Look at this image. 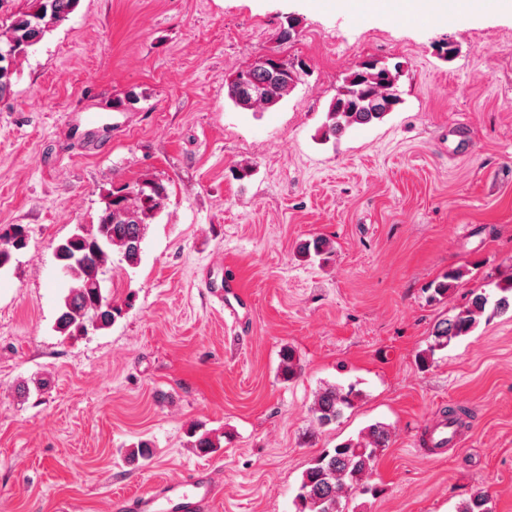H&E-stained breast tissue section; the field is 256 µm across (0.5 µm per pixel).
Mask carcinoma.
Masks as SVG:
<instances>
[{
  "label": "carcinoma",
  "instance_id": "carcinoma-1",
  "mask_svg": "<svg viewBox=\"0 0 512 512\" xmlns=\"http://www.w3.org/2000/svg\"><path fill=\"white\" fill-rule=\"evenodd\" d=\"M77 0H36L35 9L13 16L9 26L7 46L12 50L8 60L0 63V97L10 92L16 59L27 48L40 42L58 23L64 21L74 9ZM277 82L271 87L264 103L267 110L278 104L300 80L299 71L286 64L279 65ZM402 76L401 65L389 66L377 59H366L357 64L344 78L326 112L320 128L324 141L342 136L355 126L382 120L401 103L397 83ZM252 71L239 70L226 81L227 96L235 105L237 87L247 83ZM167 188L159 181L144 179L133 186H125L112 193L98 223L78 232L60 243L56 259L68 283L63 298L62 312L57 319L58 332L64 336H82L89 330L111 326L123 314V307L107 302L103 275L112 254L118 253L130 267L138 265L141 244L146 230L165 207ZM0 271L6 269L13 253L26 247L28 231L21 224H12L0 233ZM305 258L320 257L328 253V243L314 238L300 245ZM463 277L459 269H452L442 280L431 284V299L442 300ZM496 292L473 290L467 303L457 312L440 320L433 331L434 342L420 356L421 365L428 363L435 351L447 347L452 340L474 331L480 318L512 312V276L496 283ZM281 373L288 380L296 374L294 352L283 349ZM361 396L354 384L331 385L319 392L311 408L318 427L326 428L338 423L345 411L352 408ZM390 442L388 427L380 422L363 429L357 439H349L334 448L324 449L303 473L295 497L296 512H344L342 500L360 489L367 491L364 481L373 473L376 461ZM489 498L482 490L473 492L462 503L458 512H490Z\"/></svg>",
  "mask_w": 512,
  "mask_h": 512
}]
</instances>
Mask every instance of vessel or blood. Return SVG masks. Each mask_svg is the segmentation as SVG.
I'll list each match as a JSON object with an SVG mask.
<instances>
[{
    "label": "vessel or blood",
    "instance_id": "obj_1",
    "mask_svg": "<svg viewBox=\"0 0 512 512\" xmlns=\"http://www.w3.org/2000/svg\"><path fill=\"white\" fill-rule=\"evenodd\" d=\"M456 441L457 430L444 417L432 420L424 436L426 447L436 453L448 450ZM212 494L211 477L201 472L190 478L167 481L160 495L123 500L117 505L116 512H160L164 507L169 512H201Z\"/></svg>",
    "mask_w": 512,
    "mask_h": 512
}]
</instances>
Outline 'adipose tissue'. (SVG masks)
Listing matches in <instances>:
<instances>
[{
	"label": "adipose tissue",
	"mask_w": 512,
	"mask_h": 512,
	"mask_svg": "<svg viewBox=\"0 0 512 512\" xmlns=\"http://www.w3.org/2000/svg\"><path fill=\"white\" fill-rule=\"evenodd\" d=\"M335 6L346 14L394 10L404 17H444L452 10L464 15L489 9L512 14V0H335Z\"/></svg>",
	"instance_id": "ef3b65f1"
}]
</instances>
